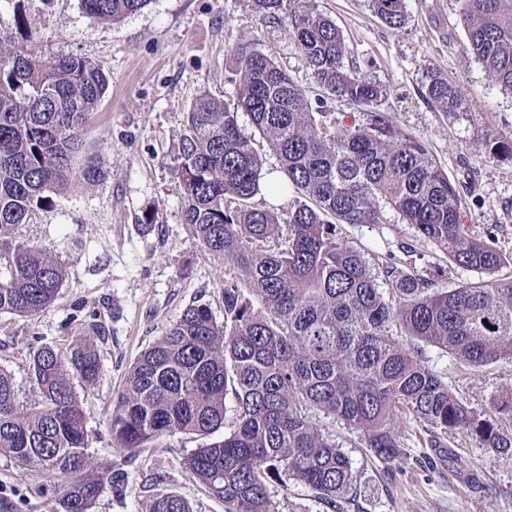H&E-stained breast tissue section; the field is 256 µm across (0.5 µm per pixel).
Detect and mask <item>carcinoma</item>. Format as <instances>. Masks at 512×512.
Returning a JSON list of instances; mask_svg holds the SVG:
<instances>
[{
    "label": "carcinoma",
    "instance_id": "carcinoma-1",
    "mask_svg": "<svg viewBox=\"0 0 512 512\" xmlns=\"http://www.w3.org/2000/svg\"><path fill=\"white\" fill-rule=\"evenodd\" d=\"M150 0H81L84 11L116 21ZM464 48L512 91V0H459ZM392 29L406 21V0H372ZM262 19L285 21L307 60L313 85L352 108L324 111L272 58L236 53V104L200 94L183 118L175 180L183 220L211 254L236 265L224 281V322L204 305L188 307L136 359L112 407L118 448L135 451L167 434L199 438L224 427L227 396L234 425L196 449L184 466L224 512H274L268 484L286 474L327 506L354 485L349 458L314 427L316 409L360 432L386 464L399 458L397 419L427 425L434 443L470 434L486 448H512V396L497 419L482 420L420 363L418 348L444 349L469 366L512 358V256L462 224L457 186L423 142L372 111L384 89L351 70L336 23L307 0H256ZM105 72L76 55L43 58L26 45L0 49V312L34 315L58 297L65 270L19 240L48 193L98 167H75L81 131L108 88ZM426 93L443 111L467 104L461 86L431 76ZM247 113L279 156L283 181L261 184L262 159L239 128ZM367 113L366 120L361 114ZM293 188L306 202L282 214L251 205L262 189ZM397 210L448 260L484 278L448 292L390 272L380 288L363 253L336 234L338 224H380V202ZM288 225L282 232L281 225ZM414 341L389 336L391 326ZM99 357L76 337L68 352L40 345L27 380L36 399L22 405L12 375L0 369V450L62 488L64 512H90L115 474L89 463L85 411L73 380L93 384ZM151 512H193L170 492Z\"/></svg>",
    "mask_w": 512,
    "mask_h": 512
}]
</instances>
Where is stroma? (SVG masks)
Listing matches in <instances>:
<instances>
[{
  "label": "stroma",
  "mask_w": 512,
  "mask_h": 512,
  "mask_svg": "<svg viewBox=\"0 0 512 512\" xmlns=\"http://www.w3.org/2000/svg\"><path fill=\"white\" fill-rule=\"evenodd\" d=\"M342 31L347 60L379 84L374 106L400 130L420 138L455 181L463 223L475 238L512 255V92L504 90L464 45L458 0H406L402 30L375 15L370 0H310ZM23 43L41 57H85L109 78L108 91L82 138L102 172L76 180L45 202L18 236L56 258L66 277L56 302L29 316L0 313V369L11 373L20 402L33 394L25 358L31 348H66L92 336L100 373L92 386L75 383L87 413L89 458L123 475L104 484L91 512H150L158 494L174 492L194 512H224L184 466L202 442L170 434L136 453L115 447L107 421L138 355L192 305L224 317V283L240 277L233 264L209 255L182 218L174 165L182 120L201 93L234 103L239 84L235 50L269 55L300 85L310 70L286 23L258 19L254 0H150L117 22L88 16L80 0H0V47ZM461 85L468 107L445 112L425 95L431 73ZM154 223H144L148 213ZM341 239L361 249L386 282L389 271L423 278L434 291L477 281L476 271L450 263L393 208L379 224H341ZM101 322L102 337L90 325ZM421 360L475 416L491 419L512 392V361L460 366L451 354L423 346ZM314 426L349 457L353 491L328 510L308 486L285 477L269 486L275 512H512V448H486L463 433L435 448L423 423H398V462H381L361 434L340 419L311 411ZM0 512H64L61 495L40 472L0 452Z\"/></svg>",
  "instance_id": "stroma-1"
}]
</instances>
